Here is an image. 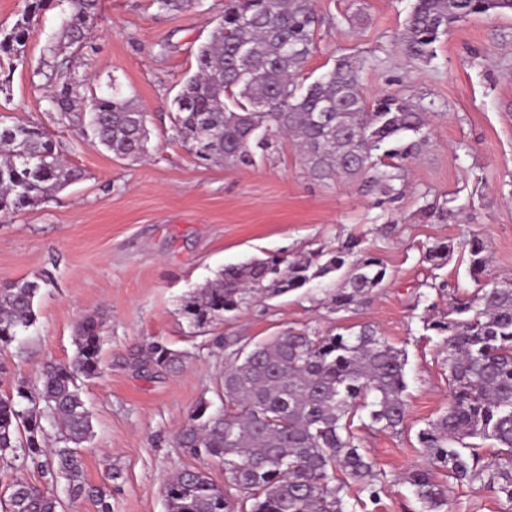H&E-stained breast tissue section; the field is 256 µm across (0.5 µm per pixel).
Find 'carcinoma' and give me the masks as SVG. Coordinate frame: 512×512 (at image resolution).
I'll return each instance as SVG.
<instances>
[{"mask_svg": "<svg viewBox=\"0 0 512 512\" xmlns=\"http://www.w3.org/2000/svg\"><path fill=\"white\" fill-rule=\"evenodd\" d=\"M61 8L58 38L47 48L39 73L58 123L79 122L84 138L119 158L148 152V115L114 84L100 94L78 79L68 52L92 48L99 0H26L22 18L0 30V55L22 62L33 15L51 2ZM512 12V0H413L404 29L393 41L413 60L436 55L439 35L461 19ZM323 25L312 0H224V13L196 55V71L174 97L175 137L201 161L228 168L252 166L279 138L292 137L306 173L317 182H358L387 201L406 188V164L429 138L428 112L400 94L368 99L362 60L344 55L305 83L301 72L317 48ZM82 178L67 165L52 136L36 124L0 119V220L35 208ZM469 270L487 267L486 241H466ZM454 245L439 242L426 260L447 263ZM344 271L328 289L330 304L348 310L381 287L382 262L349 237L324 263L270 257L227 265L188 295L182 314L189 327L224 321L246 300L304 287ZM45 276L0 286V346L35 323L34 305ZM448 314L423 320L448 354L450 398L417 438L423 461L402 473L418 512H446L454 486L480 483L512 505V279L462 296L449 295ZM102 324L89 315L78 326L70 364L47 363L40 387L25 383L0 397V459L21 470L63 474L83 490L78 448L92 435V416L80 379L99 372ZM180 354L153 340L140 349L141 372L170 371ZM405 350L371 325L346 333L289 330L271 340L243 343L224 370L226 407L207 401L192 410L178 445L193 457L224 464V485L199 467L181 469L165 484L166 512H361L363 496L376 502L387 473L361 446L359 428L398 435L407 403ZM43 414L57 428L47 447ZM493 442L483 454L473 439ZM54 494L17 476L0 497V512H61Z\"/></svg>", "mask_w": 512, "mask_h": 512, "instance_id": "obj_1", "label": "carcinoma"}]
</instances>
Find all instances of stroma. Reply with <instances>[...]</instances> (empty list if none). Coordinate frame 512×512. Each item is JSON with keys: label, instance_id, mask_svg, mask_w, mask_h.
<instances>
[{"label": "stroma", "instance_id": "35a3bbf8", "mask_svg": "<svg viewBox=\"0 0 512 512\" xmlns=\"http://www.w3.org/2000/svg\"><path fill=\"white\" fill-rule=\"evenodd\" d=\"M411 0H313L322 18L318 49L303 74L315 78L335 57L364 59L368 96L402 92L430 115L429 141L408 166L410 188L395 204H378L358 184L307 178L302 157L285 140L249 167L199 164L178 142L172 100L194 53L210 36L224 0H193L162 12L153 0H100L94 52L72 58L77 78L118 85L149 116L150 154L121 159L93 147L79 124L60 125L38 70L61 27L47 5L31 22L22 63H0V113L44 127L80 181L46 203L0 223V283L49 274L35 305L37 321L0 347V397L17 380L37 384L47 362H69L78 325L103 323L101 373L81 381L93 436L81 449L84 484L109 495L112 512H165L164 482L205 466L216 483L224 468L189 456L176 434L197 403L221 407V383L233 341L258 342L288 330L371 324L407 353V425L397 436L363 433V446L393 475L370 512H416L408 484L395 476L419 463L416 435L449 399L441 337L424 330L445 283L473 290L512 278V13L455 23L430 62L391 44ZM451 211L448 222L423 218L425 202ZM488 242L480 279L455 250L443 267L424 258L439 241L472 235ZM382 260L387 276L364 303L333 312L318 278L288 294L246 301L237 316L201 333L180 313L182 298L225 266L253 257L292 260L333 251L348 237ZM153 340L181 353L170 372H139L138 349ZM448 512H512L480 484L454 488Z\"/></svg>", "mask_w": 512, "mask_h": 512}]
</instances>
